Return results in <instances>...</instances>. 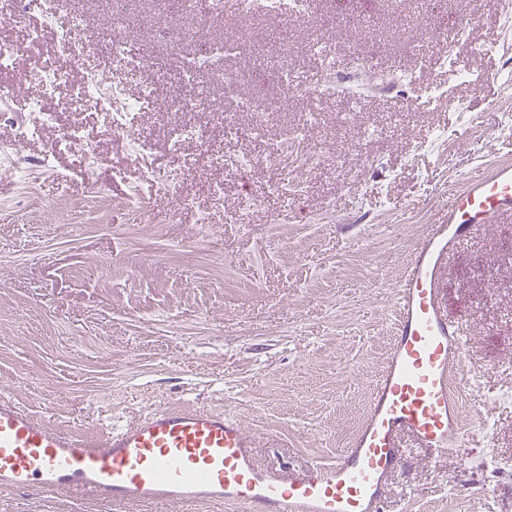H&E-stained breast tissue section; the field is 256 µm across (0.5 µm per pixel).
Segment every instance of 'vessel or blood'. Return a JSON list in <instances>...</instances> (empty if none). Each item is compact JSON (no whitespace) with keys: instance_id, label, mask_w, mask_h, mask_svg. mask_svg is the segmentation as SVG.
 I'll return each instance as SVG.
<instances>
[{"instance_id":"b4317fda","label":"vessel or blood","mask_w":512,"mask_h":512,"mask_svg":"<svg viewBox=\"0 0 512 512\" xmlns=\"http://www.w3.org/2000/svg\"><path fill=\"white\" fill-rule=\"evenodd\" d=\"M512 217V164L484 166L440 206L395 298L394 340L361 428L336 460L297 472L258 463L256 438L225 408L159 405L105 437L57 430L0 395V494L67 493L119 508L232 503L244 512H385L411 438L443 456L466 439L456 374L466 342L443 300L448 257Z\"/></svg>"}]
</instances>
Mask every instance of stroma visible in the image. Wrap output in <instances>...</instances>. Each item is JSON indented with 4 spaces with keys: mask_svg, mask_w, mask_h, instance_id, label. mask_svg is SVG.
Segmentation results:
<instances>
[{
    "mask_svg": "<svg viewBox=\"0 0 512 512\" xmlns=\"http://www.w3.org/2000/svg\"><path fill=\"white\" fill-rule=\"evenodd\" d=\"M472 0H444L407 23L416 0H314L312 13L273 14L253 22L256 42L287 28L299 53L296 75H319L322 57L305 44L317 23L336 59L366 54L373 31L384 70L347 73L365 106L341 122L336 99L315 105L316 126L288 95V108L266 113L257 163L237 176L210 167L233 156L254 113L237 102L275 95L250 50L227 57L239 71L225 94L207 71L199 86L216 108L234 113L238 133L212 127L211 112H171L189 96L178 74L161 83L158 102L136 120L154 166L184 173L177 194L141 182L123 138L106 135L104 113L61 90L57 120L36 140L16 135L23 97L0 118V142L31 166L25 182L0 171V391L37 417L73 433L100 431L150 407L227 408L258 438V462L284 471L313 458L335 459L367 412L371 384L392 340L391 300L404 265L448 191L489 163L512 162V21L492 11L472 17ZM220 0L187 15L203 41L232 38L237 19ZM458 44L482 76L462 82L450 65L422 63L405 48L442 52L436 30ZM197 85V86H198ZM447 95L433 102L432 86ZM212 129L207 144L168 146L172 123ZM95 142L99 159L59 149L71 126ZM304 128L317 163L265 155ZM51 155L54 171L36 164ZM301 196L277 194L283 175ZM224 185L215 205L211 187ZM258 205L229 220L240 195ZM188 198L180 206L178 197ZM207 225H200V215ZM446 310L466 339L461 394L467 446L438 458L412 441L394 475L387 512H512V218L490 225L448 259ZM0 512H114L52 493L0 496Z\"/></svg>",
    "mask_w": 512,
    "mask_h": 512,
    "instance_id": "1",
    "label": "stroma"
}]
</instances>
